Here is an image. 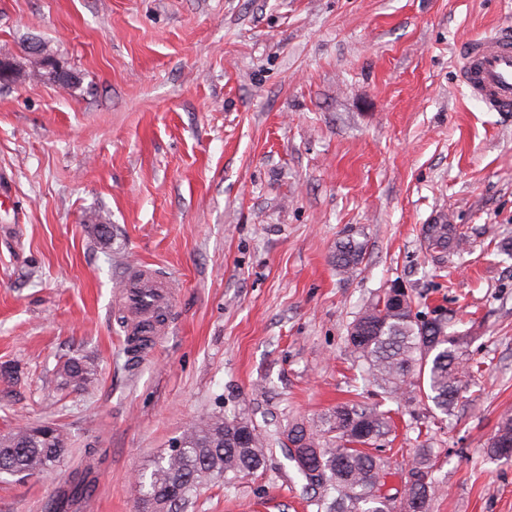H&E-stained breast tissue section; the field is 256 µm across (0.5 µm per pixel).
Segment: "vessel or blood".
I'll return each instance as SVG.
<instances>
[{
    "instance_id": "obj_1",
    "label": "vessel or blood",
    "mask_w": 512,
    "mask_h": 512,
    "mask_svg": "<svg viewBox=\"0 0 512 512\" xmlns=\"http://www.w3.org/2000/svg\"><path fill=\"white\" fill-rule=\"evenodd\" d=\"M461 76L471 96L490 111L512 112V35L486 32L467 40L460 49ZM122 302L133 325L144 334L162 335L164 324L155 317L172 303L170 284L148 267L125 279Z\"/></svg>"
}]
</instances>
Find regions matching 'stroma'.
<instances>
[{
    "instance_id": "stroma-1",
    "label": "stroma",
    "mask_w": 512,
    "mask_h": 512,
    "mask_svg": "<svg viewBox=\"0 0 512 512\" xmlns=\"http://www.w3.org/2000/svg\"><path fill=\"white\" fill-rule=\"evenodd\" d=\"M491 28L512 31V0H0V53L33 36L81 77L0 88V435L52 422L69 446L0 477V512H136L137 475L200 413L283 434L371 401L347 330L397 281L470 342L451 416L395 414L390 470L435 448L429 512H512V462L484 453L512 411V112L457 78ZM443 215L469 236L444 278L420 244ZM349 235L365 258L344 280ZM141 265L173 301L134 358L119 297ZM71 357L88 388H58ZM191 512L316 508L277 449ZM336 274L342 278L353 276L364 259V245L353 236H347L336 242L332 255Z\"/></svg>"
}]
</instances>
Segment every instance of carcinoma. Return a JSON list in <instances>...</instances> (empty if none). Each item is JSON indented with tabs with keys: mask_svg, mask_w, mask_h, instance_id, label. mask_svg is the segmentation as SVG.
I'll use <instances>...</instances> for the list:
<instances>
[{
	"mask_svg": "<svg viewBox=\"0 0 512 512\" xmlns=\"http://www.w3.org/2000/svg\"><path fill=\"white\" fill-rule=\"evenodd\" d=\"M421 246L442 265L448 252L459 251L466 240L447 220L424 224ZM336 274L350 277L364 259V245L352 236L336 241L332 255ZM411 295L389 293L371 301L353 320L347 342L363 366L364 380L396 400L432 404L445 416L452 414L461 387L464 348L470 337L453 329V317L431 328L421 321ZM58 385L84 389L92 382L93 367L76 358L56 372ZM242 417L215 413L199 415L180 439V447L150 462L141 474L138 512H187L200 490L211 482L227 485L264 467L272 436L252 428L250 446L241 448L231 438ZM393 429L392 411L377 406L345 402L311 426L300 423L288 429L297 444L288 457L297 469L303 493L317 512H383L373 490L388 482L386 458L377 453ZM512 451V413L498 422L487 455L509 460ZM68 452L63 431L52 425L23 428L0 436V474L43 472ZM435 455L420 448L410 472L417 477L396 490L401 499L419 502L428 512L435 495L432 470Z\"/></svg>",
	"mask_w": 512,
	"mask_h": 512,
	"instance_id": "1",
	"label": "carcinoma"
}]
</instances>
